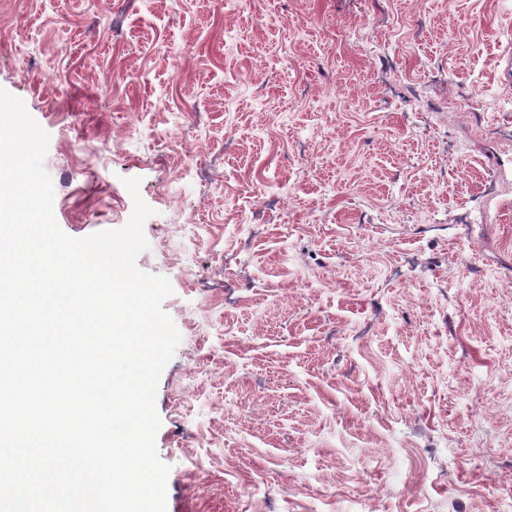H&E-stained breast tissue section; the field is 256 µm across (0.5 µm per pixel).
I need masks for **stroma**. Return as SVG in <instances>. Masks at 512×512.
Instances as JSON below:
<instances>
[{"instance_id":"stroma-1","label":"stroma","mask_w":512,"mask_h":512,"mask_svg":"<svg viewBox=\"0 0 512 512\" xmlns=\"http://www.w3.org/2000/svg\"><path fill=\"white\" fill-rule=\"evenodd\" d=\"M510 57L512 0H0L60 229L154 210L166 512H512Z\"/></svg>"}]
</instances>
